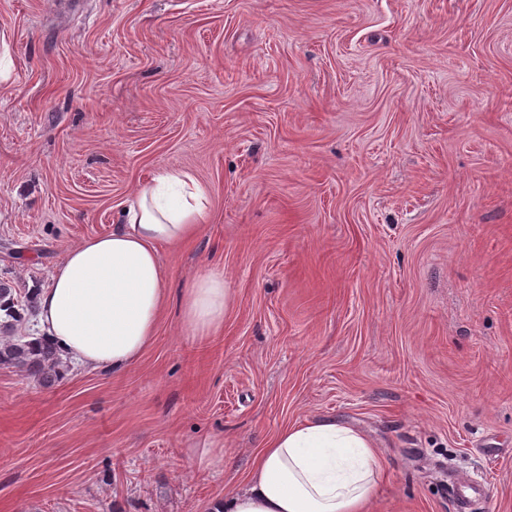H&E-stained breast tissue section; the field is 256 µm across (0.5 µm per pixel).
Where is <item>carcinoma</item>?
<instances>
[{"mask_svg": "<svg viewBox=\"0 0 512 512\" xmlns=\"http://www.w3.org/2000/svg\"><path fill=\"white\" fill-rule=\"evenodd\" d=\"M34 306V295L17 293L13 286L0 279V365L13 367L45 387H52L62 377V360L49 344L15 335L17 323Z\"/></svg>", "mask_w": 512, "mask_h": 512, "instance_id": "obj_1", "label": "carcinoma"}]
</instances>
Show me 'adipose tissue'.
I'll return each instance as SVG.
<instances>
[{
	"label": "adipose tissue",
	"mask_w": 512,
	"mask_h": 512,
	"mask_svg": "<svg viewBox=\"0 0 512 512\" xmlns=\"http://www.w3.org/2000/svg\"><path fill=\"white\" fill-rule=\"evenodd\" d=\"M208 190L186 172L143 185L112 232L68 248L37 292V326L62 358L124 370L151 344L168 300L162 244L188 241L209 220ZM231 293L214 271L188 285L182 320L208 335L224 324ZM384 474L375 443L333 418L282 427L255 453L245 487L209 512H367Z\"/></svg>",
	"instance_id": "adipose-tissue-1"
}]
</instances>
